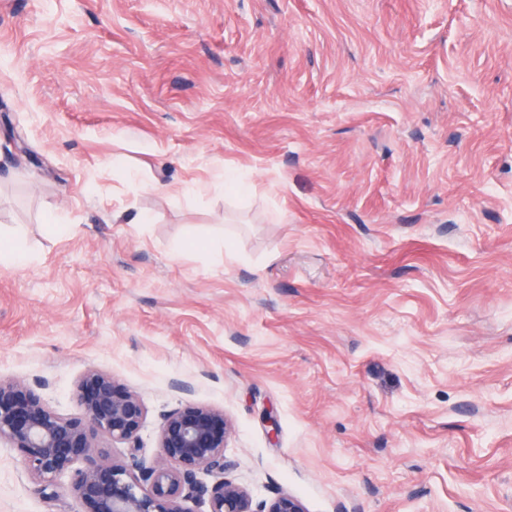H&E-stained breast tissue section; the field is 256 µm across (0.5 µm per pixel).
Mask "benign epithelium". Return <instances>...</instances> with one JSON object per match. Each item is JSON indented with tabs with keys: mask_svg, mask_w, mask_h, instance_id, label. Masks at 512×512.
Here are the masks:
<instances>
[{
	"mask_svg": "<svg viewBox=\"0 0 512 512\" xmlns=\"http://www.w3.org/2000/svg\"><path fill=\"white\" fill-rule=\"evenodd\" d=\"M74 401L78 413L63 415L29 386L0 381V442L23 453L43 487L68 477L67 489L85 512H194L185 506L190 500L204 512H305L288 493L255 505L247 488L228 477L231 424L222 411L189 406L165 414L157 461L148 465L138 459L145 410L135 393L89 370L75 387ZM102 436L127 445L131 464L105 460Z\"/></svg>",
	"mask_w": 512,
	"mask_h": 512,
	"instance_id": "obj_1",
	"label": "benign epithelium"
}]
</instances>
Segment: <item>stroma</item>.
Wrapping results in <instances>:
<instances>
[{"label": "stroma", "instance_id": "35a3bbf8", "mask_svg": "<svg viewBox=\"0 0 512 512\" xmlns=\"http://www.w3.org/2000/svg\"><path fill=\"white\" fill-rule=\"evenodd\" d=\"M0 237V380L146 462L207 406L254 501L512 512V0H0ZM0 512L84 507L4 443ZM226 187L234 191L242 204L249 201L253 189L251 179L237 170H225L224 188Z\"/></svg>", "mask_w": 512, "mask_h": 512}]
</instances>
